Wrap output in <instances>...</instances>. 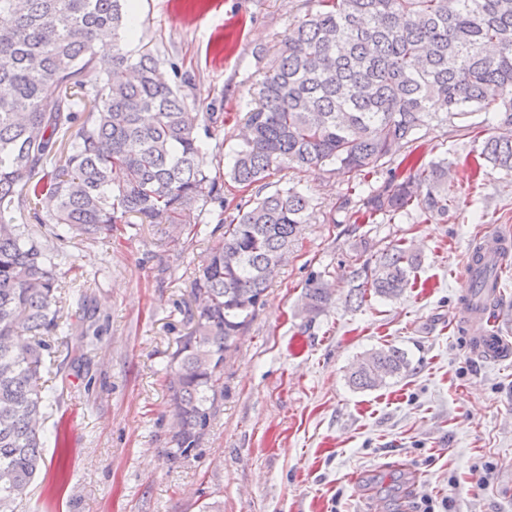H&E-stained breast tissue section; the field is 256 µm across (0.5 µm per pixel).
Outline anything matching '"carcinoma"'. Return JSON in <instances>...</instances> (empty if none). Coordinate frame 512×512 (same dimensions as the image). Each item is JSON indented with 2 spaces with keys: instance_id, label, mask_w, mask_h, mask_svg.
Returning a JSON list of instances; mask_svg holds the SVG:
<instances>
[{
  "instance_id": "obj_1",
  "label": "carcinoma",
  "mask_w": 512,
  "mask_h": 512,
  "mask_svg": "<svg viewBox=\"0 0 512 512\" xmlns=\"http://www.w3.org/2000/svg\"><path fill=\"white\" fill-rule=\"evenodd\" d=\"M264 73L231 181L247 190L284 167L327 168L355 180L419 139L431 121L501 114L512 126V0H316ZM0 512H16L44 465L40 382L45 336L59 328L53 253L10 216L34 204L41 224L96 235L114 224H170L198 233L216 215L217 236L195 273L197 318L182 336L168 387L177 422L174 454L186 456L224 398V360L288 258L312 198L295 186L256 194L224 218V181L210 176L194 135L214 113L191 112L149 50L124 49L128 0H0ZM112 41L99 64L96 44ZM95 72L91 84L80 76ZM446 112L445 117L439 111ZM65 163L47 167L58 141ZM480 157L512 172V136H489ZM40 174L38 180L33 175ZM365 213H448V160L392 176L360 199ZM214 204L219 211L206 210ZM420 254L384 249L352 270L349 297L399 298ZM305 311L331 300L321 279L305 287ZM401 349L382 346L350 373L371 390L408 371Z\"/></svg>"
}]
</instances>
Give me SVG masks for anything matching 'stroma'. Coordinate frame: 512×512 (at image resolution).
I'll return each mask as SVG.
<instances>
[{"mask_svg": "<svg viewBox=\"0 0 512 512\" xmlns=\"http://www.w3.org/2000/svg\"><path fill=\"white\" fill-rule=\"evenodd\" d=\"M312 0H139L126 50L149 49L199 112L216 113L195 135L208 159L228 164L273 51ZM457 136L432 122L412 146L426 163L448 161L455 201L447 215L331 223L345 178L282 169L268 190L312 197L287 263L224 363V399L198 447L173 457L169 364L196 318L192 281L211 237L167 226L116 224L94 237L59 233L14 208L58 256L62 328L42 380L45 464L19 512H512V360L486 362L448 324L467 289L472 243L512 231V176L467 159L501 134L495 113ZM405 242L421 256L415 285L386 302L348 299L352 256ZM332 299L303 311L310 276ZM100 325L84 335L78 298ZM404 350L409 370L358 390L348 375L365 351Z\"/></svg>", "mask_w": 512, "mask_h": 512, "instance_id": "35a3bbf8", "label": "stroma"}]
</instances>
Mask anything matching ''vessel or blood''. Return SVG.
I'll list each match as a JSON object with an SVG mask.
<instances>
[{
  "label": "vessel or blood",
  "mask_w": 512,
  "mask_h": 512,
  "mask_svg": "<svg viewBox=\"0 0 512 512\" xmlns=\"http://www.w3.org/2000/svg\"><path fill=\"white\" fill-rule=\"evenodd\" d=\"M478 245V257L468 258L465 266L466 275L470 278L474 277L479 268L485 266L502 269L504 258L512 255V234L500 231L489 233L479 240ZM500 285V280L490 281L479 300L472 293L463 294L452 320L469 351L486 361L512 358V345L499 336L489 316L490 310L500 300Z\"/></svg>",
  "instance_id": "b4317fda"
}]
</instances>
